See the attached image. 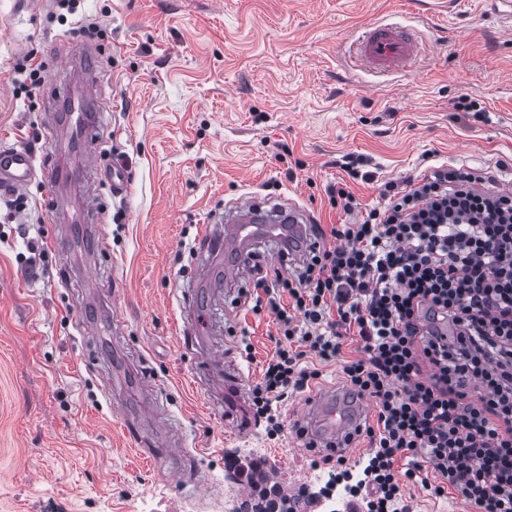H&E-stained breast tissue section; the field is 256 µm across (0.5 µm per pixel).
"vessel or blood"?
Instances as JSON below:
<instances>
[{
	"mask_svg": "<svg viewBox=\"0 0 512 512\" xmlns=\"http://www.w3.org/2000/svg\"><path fill=\"white\" fill-rule=\"evenodd\" d=\"M422 45L413 31L399 23L380 22L366 26L352 43L351 61L354 66L366 67L377 73L406 72L416 64ZM94 49L83 46L74 63L83 75L82 91L71 115V128L83 142L89 163L82 177L91 189L107 187L112 195L120 196L130 190L127 171L120 165H102L97 132L101 121L100 87L92 63ZM36 177L33 155L23 149L0 150V188L19 191L27 188ZM287 232L297 239V246L285 249L290 263L303 261L321 242L315 237L307 212L295 203L265 207L256 199L237 203L224 209L223 218H210L200 236L207 254H220L225 246L234 253L224 268L226 279L233 280L251 271L260 258L252 250V242L260 237H273ZM364 401L346 403L343 390L328 388L310 396L303 404L298 418L300 439L306 449L316 454L348 456L355 438L365 426Z\"/></svg>",
	"mask_w": 512,
	"mask_h": 512,
	"instance_id": "obj_1",
	"label": "vessel or blood"
}]
</instances>
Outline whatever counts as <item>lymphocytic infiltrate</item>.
<instances>
[{
  "label": "lymphocytic infiltrate",
  "instance_id": "lymphocytic-infiltrate-1",
  "mask_svg": "<svg viewBox=\"0 0 512 512\" xmlns=\"http://www.w3.org/2000/svg\"><path fill=\"white\" fill-rule=\"evenodd\" d=\"M341 167L376 185L377 205L361 209L346 187H329L331 204L359 220L331 228L333 244L299 270L256 267L243 294L277 321L253 415L279 435L282 402L336 366L377 410L355 486L366 512H411L402 484L425 472L435 496L452 490L480 512H512V194L444 165L384 181L353 159ZM439 321L454 328L448 343ZM351 334L359 355L349 359Z\"/></svg>",
  "mask_w": 512,
  "mask_h": 512
}]
</instances>
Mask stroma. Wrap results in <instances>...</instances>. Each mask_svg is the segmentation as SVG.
I'll use <instances>...</instances> for the list:
<instances>
[{
	"mask_svg": "<svg viewBox=\"0 0 512 512\" xmlns=\"http://www.w3.org/2000/svg\"><path fill=\"white\" fill-rule=\"evenodd\" d=\"M80 11L106 31L99 140L131 190L107 197L93 232L78 219L86 187L63 185L66 221L41 181L0 198V512H227L235 459L265 462L280 488L320 491L329 466L295 430L303 395L282 404L277 439L250 414L226 419L225 364L252 388L276 324L248 311L249 278L225 281L198 232L253 195L294 200L326 232L349 223L327 193L347 154L383 180L512 160V33L481 0H83ZM56 14L54 0H0V147L75 171L85 155L69 126L47 130L44 93L15 89L25 56L48 65L84 41L79 17ZM373 22L418 29L416 73L351 68L345 43ZM464 98L480 111H462ZM30 239L46 252L33 267ZM190 302L198 335L183 322ZM403 494L412 512H477L415 482Z\"/></svg>",
	"mask_w": 512,
	"mask_h": 512,
	"instance_id": "stroma-1",
	"label": "stroma"
}]
</instances>
